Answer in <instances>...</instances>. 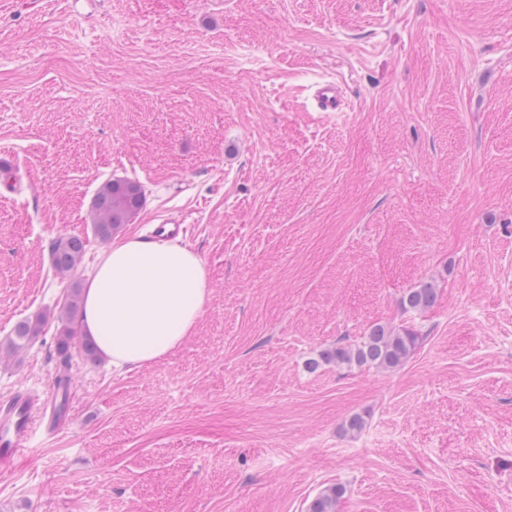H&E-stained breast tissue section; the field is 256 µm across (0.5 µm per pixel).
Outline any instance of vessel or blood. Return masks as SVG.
I'll return each instance as SVG.
<instances>
[{
  "label": "vessel or blood",
  "instance_id": "obj_1",
  "mask_svg": "<svg viewBox=\"0 0 512 512\" xmlns=\"http://www.w3.org/2000/svg\"><path fill=\"white\" fill-rule=\"evenodd\" d=\"M311 104L320 112L341 111L343 95L340 85L334 81L318 84L311 95ZM46 409L44 401L25 392L0 402V467L10 468L16 454L29 445L36 415Z\"/></svg>",
  "mask_w": 512,
  "mask_h": 512
}]
</instances>
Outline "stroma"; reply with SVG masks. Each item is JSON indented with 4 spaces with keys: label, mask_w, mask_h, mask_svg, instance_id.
<instances>
[{
    "label": "stroma",
    "mask_w": 512,
    "mask_h": 512,
    "mask_svg": "<svg viewBox=\"0 0 512 512\" xmlns=\"http://www.w3.org/2000/svg\"><path fill=\"white\" fill-rule=\"evenodd\" d=\"M328 80L344 111L311 106ZM1 148L0 349L47 322L0 352V401L70 398L0 512H308L334 485L337 512H512V0H0ZM111 179L145 192L123 235L182 217L209 288L124 372L57 349ZM377 324L418 334L401 367L309 369ZM82 238L73 236L56 242L51 250V264L58 274L68 276L84 252ZM436 288L431 284L410 290L403 299L405 309L419 311L431 307L436 300ZM44 323L45 316L43 315L36 317L35 321L28 319L18 322L13 329V336L7 344L9 350L15 351L30 344L39 335Z\"/></svg>",
    "instance_id": "35a3bbf8"
}]
</instances>
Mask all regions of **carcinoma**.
<instances>
[{
	"label": "carcinoma",
	"instance_id": "obj_1",
	"mask_svg": "<svg viewBox=\"0 0 512 512\" xmlns=\"http://www.w3.org/2000/svg\"><path fill=\"white\" fill-rule=\"evenodd\" d=\"M142 186L131 180L115 179L103 183L96 191L91 203V219L94 235L109 241L120 232L123 225L130 223L143 205ZM84 252L82 238L73 236L56 242L51 250V264L58 274L68 276L77 266ZM436 288L425 284L410 290L403 299L405 308L413 311L431 307L436 300ZM82 309L79 285L74 283L67 289V294L59 319L62 328L57 342L58 350L66 355L72 345H78L83 355L95 360L98 357L96 342L87 336H80L78 323ZM45 316L35 320H22L13 329L8 348L18 350L30 344L39 335ZM418 336L410 330L396 331L384 325L374 326L362 340L355 344H338L332 349L321 352L319 358L310 363L311 368L319 362L334 363L338 366L374 367L391 370L400 367L410 355ZM344 490L333 486L322 491L310 504L309 512H336L339 499Z\"/></svg>",
	"mask_w": 512,
	"mask_h": 512
}]
</instances>
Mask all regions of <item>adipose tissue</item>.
<instances>
[{
	"label": "adipose tissue",
	"mask_w": 512,
	"mask_h": 512,
	"mask_svg": "<svg viewBox=\"0 0 512 512\" xmlns=\"http://www.w3.org/2000/svg\"><path fill=\"white\" fill-rule=\"evenodd\" d=\"M208 297L201 258L164 238L113 243L87 277L81 324L113 367L142 366L179 349Z\"/></svg>",
	"instance_id": "ef3b65f1"
}]
</instances>
